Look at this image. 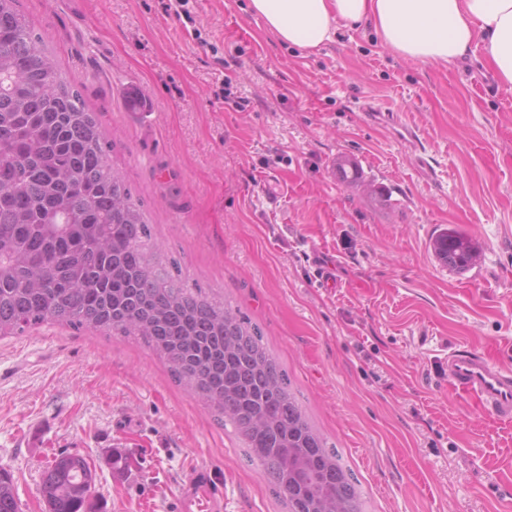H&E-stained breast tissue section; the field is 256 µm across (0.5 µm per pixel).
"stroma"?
<instances>
[{
    "label": "stroma",
    "mask_w": 512,
    "mask_h": 512,
    "mask_svg": "<svg viewBox=\"0 0 512 512\" xmlns=\"http://www.w3.org/2000/svg\"><path fill=\"white\" fill-rule=\"evenodd\" d=\"M167 4L17 7L97 113L163 254L261 328L365 512H505L512 424L454 390L447 361L465 347L512 369V90L479 52L424 64L343 27L309 53L249 0ZM343 153L362 174L344 186L328 168ZM445 228L472 239L468 271L432 253ZM62 453L96 472L91 512H286L147 347L46 324L0 340V465L23 512H46Z\"/></svg>",
    "instance_id": "stroma-1"
}]
</instances>
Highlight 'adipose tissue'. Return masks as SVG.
<instances>
[{
    "label": "adipose tissue",
    "instance_id": "adipose-tissue-1",
    "mask_svg": "<svg viewBox=\"0 0 512 512\" xmlns=\"http://www.w3.org/2000/svg\"><path fill=\"white\" fill-rule=\"evenodd\" d=\"M279 42L307 51L338 27L370 26L398 56L452 64L482 49L499 84L512 90V0H250Z\"/></svg>",
    "mask_w": 512,
    "mask_h": 512
}]
</instances>
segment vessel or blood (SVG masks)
Returning <instances> with one entry per match:
<instances>
[{
	"label": "vessel or blood",
	"mask_w": 512,
	"mask_h": 512,
	"mask_svg": "<svg viewBox=\"0 0 512 512\" xmlns=\"http://www.w3.org/2000/svg\"><path fill=\"white\" fill-rule=\"evenodd\" d=\"M448 380L474 395L496 420L512 423V370L494 366L481 354L458 349L448 355Z\"/></svg>",
	"instance_id": "b4317fda"
}]
</instances>
